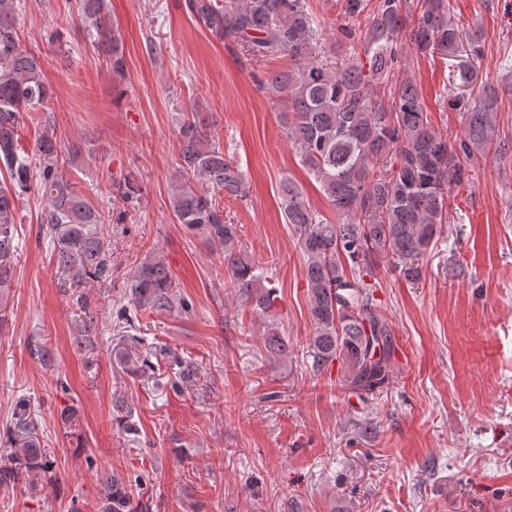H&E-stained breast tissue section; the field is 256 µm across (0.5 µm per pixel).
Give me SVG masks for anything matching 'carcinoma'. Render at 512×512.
I'll return each instance as SVG.
<instances>
[{"label": "carcinoma", "instance_id": "obj_1", "mask_svg": "<svg viewBox=\"0 0 512 512\" xmlns=\"http://www.w3.org/2000/svg\"><path fill=\"white\" fill-rule=\"evenodd\" d=\"M369 7L373 18L363 31L360 20ZM184 8L213 41L239 49L253 63L288 59L285 69L266 73L258 86L280 104L286 138L338 216L335 224L325 221L306 205L296 184L282 181L286 222L299 235L305 257L314 368L340 364L344 384L368 400L390 384L395 354L392 326L380 314V267L387 263L405 280H420L419 260L448 223L453 192L467 185L478 159H503L494 89L482 84L469 98L455 100L464 135L457 144L448 142L432 126L416 79L403 64L399 36L407 31L416 50L444 56L464 44L476 55L478 39L455 20L450 0H417L414 10L408 0H342L334 45L361 42L365 72L339 53L320 55L306 0H184ZM20 10V0H0V163L10 180L0 186V291L11 287L14 274L15 203L32 181L20 157L19 128L23 114L50 97L39 60L22 46ZM106 10V0H79L85 27L107 45V62L119 74L123 56L108 30ZM177 140L170 199L177 223L224 253L230 282L245 303L263 314L270 311L276 288L266 286L252 260L237 250V226L224 220V210L210 195L247 196L242 170L209 143L194 120L181 124ZM35 151L46 198L41 230L53 248L58 286L79 311L77 348L90 356L99 327L87 289L112 284V235L104 232V215L73 189L48 119ZM110 189L124 204L141 194L130 177L112 182ZM129 280V301L138 310L166 314L187 305L159 254L133 265ZM265 347L279 358L288 356V340L273 323ZM19 429L21 442L0 463V485L54 465L23 405ZM100 481L102 512H149L150 505L132 497L123 477L107 471Z\"/></svg>", "mask_w": 512, "mask_h": 512}]
</instances>
